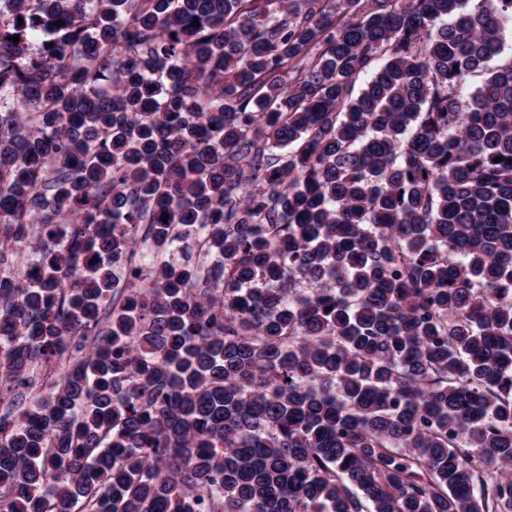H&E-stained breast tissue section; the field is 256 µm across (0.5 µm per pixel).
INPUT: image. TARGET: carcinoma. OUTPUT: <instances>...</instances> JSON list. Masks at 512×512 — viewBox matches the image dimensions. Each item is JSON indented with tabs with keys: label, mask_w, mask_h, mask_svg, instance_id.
I'll return each mask as SVG.
<instances>
[{
	"label": "carcinoma",
	"mask_w": 512,
	"mask_h": 512,
	"mask_svg": "<svg viewBox=\"0 0 512 512\" xmlns=\"http://www.w3.org/2000/svg\"><path fill=\"white\" fill-rule=\"evenodd\" d=\"M505 16L0 0V512H512Z\"/></svg>",
	"instance_id": "carcinoma-1"
}]
</instances>
